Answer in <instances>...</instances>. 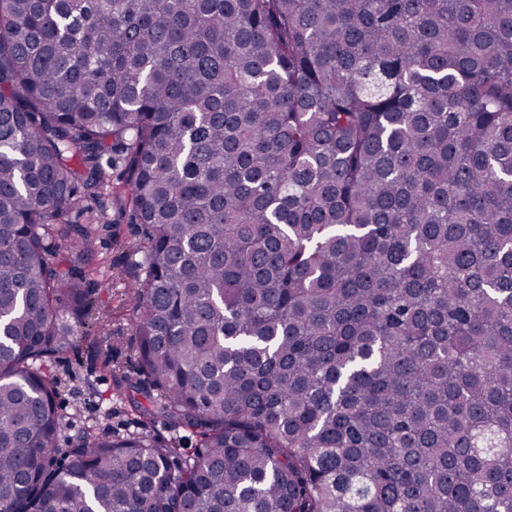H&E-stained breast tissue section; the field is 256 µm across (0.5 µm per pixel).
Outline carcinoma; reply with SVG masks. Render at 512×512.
Segmentation results:
<instances>
[{
	"label": "carcinoma",
	"mask_w": 512,
	"mask_h": 512,
	"mask_svg": "<svg viewBox=\"0 0 512 512\" xmlns=\"http://www.w3.org/2000/svg\"><path fill=\"white\" fill-rule=\"evenodd\" d=\"M121 152L142 432L57 456ZM0 512H512V0H0Z\"/></svg>",
	"instance_id": "cac0c4a2"
}]
</instances>
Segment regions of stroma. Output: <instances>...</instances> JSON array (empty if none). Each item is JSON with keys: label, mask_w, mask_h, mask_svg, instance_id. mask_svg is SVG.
Segmentation results:
<instances>
[{"label": "stroma", "mask_w": 512, "mask_h": 512, "mask_svg": "<svg viewBox=\"0 0 512 512\" xmlns=\"http://www.w3.org/2000/svg\"><path fill=\"white\" fill-rule=\"evenodd\" d=\"M122 189V182H113L92 204L107 229L85 267L92 288L90 314L76 327L75 346L43 365L57 384L56 404L62 418L57 446L65 454L83 435L142 432L176 440L178 448L189 454L199 444L193 430L172 428L161 417L143 419L131 405L148 379L133 371L136 338L127 298L137 274L130 257L137 227L130 224L128 209L118 199Z\"/></svg>", "instance_id": "stroma-1"}]
</instances>
